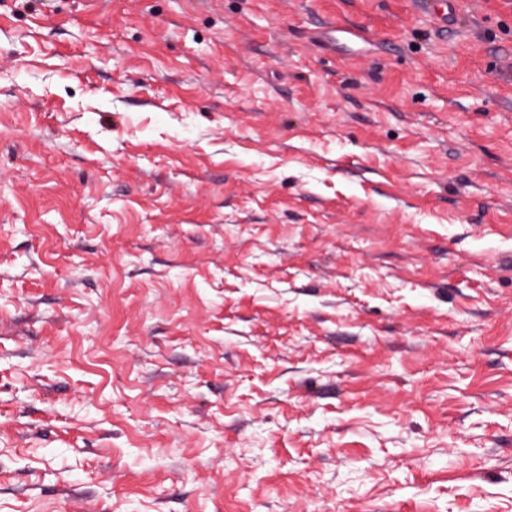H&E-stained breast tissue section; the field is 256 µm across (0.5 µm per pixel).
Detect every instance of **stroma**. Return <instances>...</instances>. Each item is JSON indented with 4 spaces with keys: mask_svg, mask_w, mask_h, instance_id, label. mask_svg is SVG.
Instances as JSON below:
<instances>
[{
    "mask_svg": "<svg viewBox=\"0 0 512 512\" xmlns=\"http://www.w3.org/2000/svg\"><path fill=\"white\" fill-rule=\"evenodd\" d=\"M512 0H0V512H512Z\"/></svg>",
    "mask_w": 512,
    "mask_h": 512,
    "instance_id": "stroma-1",
    "label": "stroma"
}]
</instances>
